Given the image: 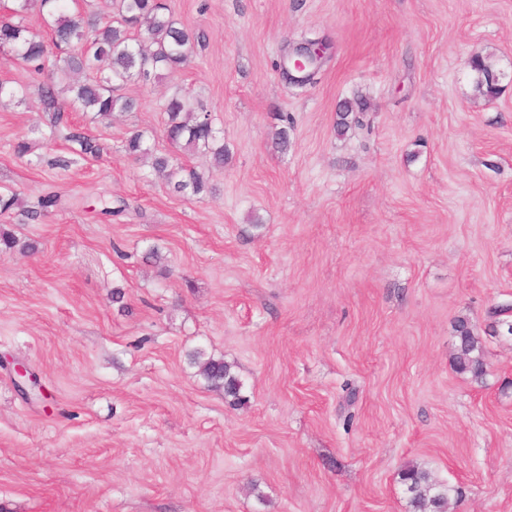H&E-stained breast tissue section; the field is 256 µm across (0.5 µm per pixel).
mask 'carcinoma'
<instances>
[{
	"label": "carcinoma",
	"mask_w": 512,
	"mask_h": 512,
	"mask_svg": "<svg viewBox=\"0 0 512 512\" xmlns=\"http://www.w3.org/2000/svg\"><path fill=\"white\" fill-rule=\"evenodd\" d=\"M8 15L0 16V49H9L36 76L47 68L52 75L67 79L74 74L93 73L86 81H69L64 101H58L55 85L43 83L39 91L44 104L52 110L49 137H54L60 126L67 123L65 112L92 114L96 121H106L112 114L132 112L138 101L114 93V84L137 81H159L181 69L194 53V39L178 26L162 0H109L106 9L88 11L75 6V0H12ZM36 11L50 41L30 33L26 25L28 15ZM472 70L476 73L477 96L491 99L499 92L500 72L489 55L474 57ZM167 121L165 135L174 148L203 151L212 158L217 168L229 160V149L224 138L213 127L211 118L195 106L188 93H176L165 104ZM360 123L353 103L340 104L336 132L344 135L352 125ZM68 140L79 147V153L97 157L103 147L97 139L79 131H71ZM147 132L137 130L126 141V151L136 158L149 157L152 167L163 175L173 191L182 195L199 196L213 192L202 173L174 161L171 155H153L148 146ZM58 195L48 193L38 202V209H23L21 216L37 220L44 211L55 206ZM20 246L34 252L33 241L20 242L0 224V251H11ZM456 346L455 367L479 379L484 374L480 338L464 319L454 325ZM190 363L208 386L224 391L231 406L245 404L243 383L233 366L222 358H215L202 350L189 355ZM400 480L408 494L412 512H447L449 488L434 478L431 471L419 465L406 466Z\"/></svg>",
	"instance_id": "obj_1"
}]
</instances>
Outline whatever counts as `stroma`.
Masks as SVG:
<instances>
[{"instance_id":"stroma-1","label":"stroma","mask_w":512,"mask_h":512,"mask_svg":"<svg viewBox=\"0 0 512 512\" xmlns=\"http://www.w3.org/2000/svg\"><path fill=\"white\" fill-rule=\"evenodd\" d=\"M164 2L195 52L120 86L136 111L71 114L98 158L46 145L40 81L0 51V82L26 89L0 100V192L59 196L28 224L0 215L38 244L0 252V512H410L409 463L448 484L449 512H512V335L489 317L512 306V0ZM305 36L331 49L300 90L280 64ZM476 51L494 99L474 96ZM179 90L231 152L221 169L176 153L211 196L125 150L135 130L171 150ZM357 97L363 126L337 136ZM461 318L478 380L453 364ZM197 349L233 364L244 405L207 386ZM16 362L45 402L21 397ZM473 55H471L468 63L470 66L473 65L471 68L476 73L475 92L478 97L491 99L499 92L498 77L500 72L496 69L490 55L478 52L474 57V63H472Z\"/></svg>"}]
</instances>
